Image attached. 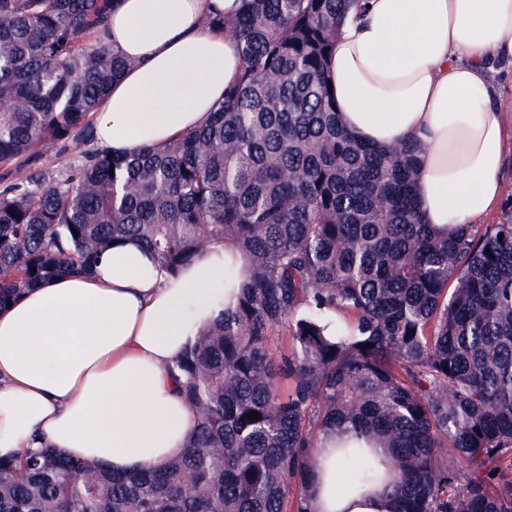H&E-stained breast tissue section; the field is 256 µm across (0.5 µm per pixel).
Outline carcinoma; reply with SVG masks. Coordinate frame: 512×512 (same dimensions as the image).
Returning <instances> with one entry per match:
<instances>
[{"instance_id":"1","label":"carcinoma","mask_w":512,"mask_h":512,"mask_svg":"<svg viewBox=\"0 0 512 512\" xmlns=\"http://www.w3.org/2000/svg\"><path fill=\"white\" fill-rule=\"evenodd\" d=\"M114 3L0 0V308L127 239L170 274L231 242L251 277L175 364L181 456L123 475L49 448L0 459V512H316L311 449L333 431L392 454L397 512H512V210L437 232L421 146L341 127L324 62L355 0H244L211 21L243 65L205 126L37 169L93 137L131 66L101 39Z\"/></svg>"}]
</instances>
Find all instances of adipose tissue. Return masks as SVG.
<instances>
[{
	"label": "adipose tissue",
	"mask_w": 512,
	"mask_h": 512,
	"mask_svg": "<svg viewBox=\"0 0 512 512\" xmlns=\"http://www.w3.org/2000/svg\"><path fill=\"white\" fill-rule=\"evenodd\" d=\"M324 64L343 128L380 149L422 146L415 195L445 230L494 214L512 155V113L491 74L512 65V0H366ZM241 0H116L102 30L132 66L113 83L94 135L119 156L203 126L242 67L211 19ZM249 275L230 243L177 275L140 244L112 247L91 273L50 279L0 310V458L46 446L115 472L162 467L184 450L193 412L170 368ZM317 512H394L398 471L344 476L332 437L312 450Z\"/></svg>",
	"instance_id": "1"
}]
</instances>
